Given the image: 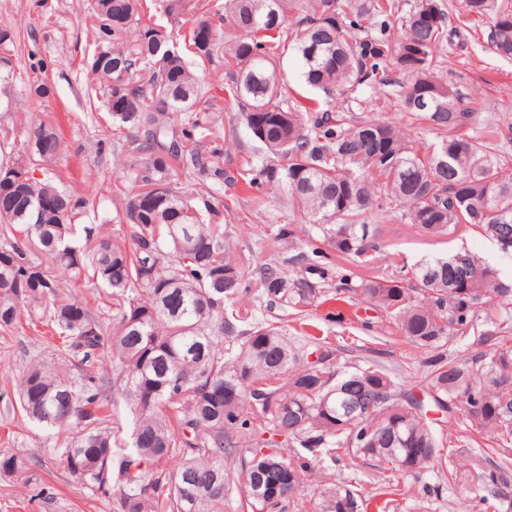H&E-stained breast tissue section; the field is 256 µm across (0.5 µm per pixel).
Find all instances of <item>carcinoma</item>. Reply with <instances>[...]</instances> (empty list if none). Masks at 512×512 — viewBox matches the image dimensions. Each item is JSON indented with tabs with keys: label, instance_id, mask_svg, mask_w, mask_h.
Segmentation results:
<instances>
[{
	"label": "carcinoma",
	"instance_id": "cac0c4a2",
	"mask_svg": "<svg viewBox=\"0 0 512 512\" xmlns=\"http://www.w3.org/2000/svg\"><path fill=\"white\" fill-rule=\"evenodd\" d=\"M184 28L174 43L142 0H94V48L83 66L96 79L132 185L116 187L132 242L107 225L83 227L86 201L35 175L62 149L46 122L0 129V330L23 317L46 322L58 361L33 359L15 377L21 411L47 430H72L55 454L73 479L109 501L110 512H229L239 485L248 512H281L327 457L331 466L372 461L374 469L418 477L429 469L471 494L496 496L512 512V459L490 468L467 457L470 432L512 446V285L479 254L461 249L411 266L381 263L371 212L397 214L431 236L468 224L512 254V173L491 155L512 122L481 123L442 75L448 27L444 0H412L398 27L391 0H225L224 13L189 14L187 0H160ZM488 24L495 53L512 59V0H464ZM380 19L376 34L365 23ZM16 34L0 28V81L14 75ZM292 56L304 81L324 93L367 99L394 81L411 123L356 112L303 108L282 98L281 64ZM224 63L225 91L262 154L224 168V109L206 95L187 59ZM441 140L419 150L416 127ZM190 178L180 183V176ZM243 182L286 186L294 207L332 249L302 250L297 227L280 224L271 249L285 263L252 272L224 227L232 214L201 188ZM353 260L376 271H341ZM111 290L103 309L78 297L86 278ZM360 296L425 354L422 398L376 362L338 369L331 336L288 337L330 289ZM479 334L488 349L454 361L445 347ZM108 378L99 373L104 349ZM131 412L110 425V399ZM448 414L433 430L425 407ZM280 436L304 454L273 449ZM29 485L26 459L0 451V475ZM344 480L328 481L319 512H362Z\"/></svg>",
	"mask_w": 512,
	"mask_h": 512
}]
</instances>
